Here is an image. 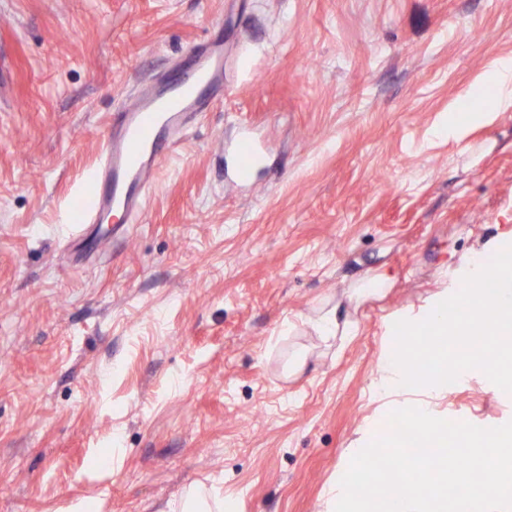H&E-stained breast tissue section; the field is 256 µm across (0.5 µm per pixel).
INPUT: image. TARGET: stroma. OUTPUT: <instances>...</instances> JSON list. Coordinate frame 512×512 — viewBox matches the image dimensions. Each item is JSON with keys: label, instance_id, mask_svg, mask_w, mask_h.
<instances>
[{"label": "stroma", "instance_id": "obj_1", "mask_svg": "<svg viewBox=\"0 0 512 512\" xmlns=\"http://www.w3.org/2000/svg\"><path fill=\"white\" fill-rule=\"evenodd\" d=\"M218 36L223 92L138 223L89 251L67 227L114 112ZM500 60L512 0H0V512H172L197 485L236 512H328L390 429L395 319L512 234ZM243 123L263 160L235 183L218 145ZM382 262L357 335L322 343L308 318ZM433 406L512 421L481 373Z\"/></svg>", "mask_w": 512, "mask_h": 512}]
</instances>
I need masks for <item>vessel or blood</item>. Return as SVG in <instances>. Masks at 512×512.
I'll return each instance as SVG.
<instances>
[{"label": "vessel or blood", "instance_id": "b4317fda", "mask_svg": "<svg viewBox=\"0 0 512 512\" xmlns=\"http://www.w3.org/2000/svg\"><path fill=\"white\" fill-rule=\"evenodd\" d=\"M223 83L224 54L216 45L203 62L138 94L116 114L101 160L87 177L91 194L77 237H87L92 225L105 224L116 213L123 223H136L163 162L181 150L191 118ZM234 151L236 178L249 181L260 157L249 129H242Z\"/></svg>", "mask_w": 512, "mask_h": 512}]
</instances>
